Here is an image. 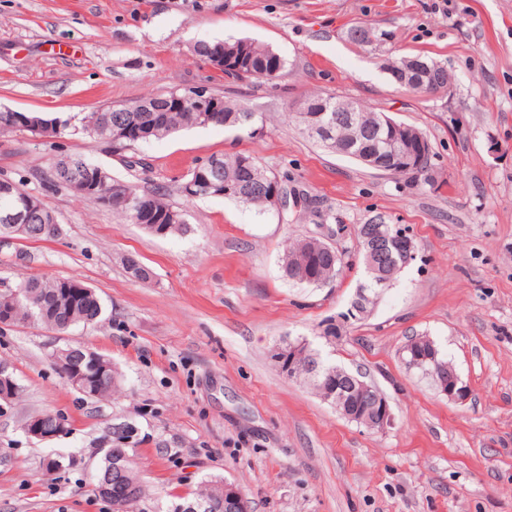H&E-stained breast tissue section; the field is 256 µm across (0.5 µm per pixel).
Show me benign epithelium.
<instances>
[{
	"mask_svg": "<svg viewBox=\"0 0 512 512\" xmlns=\"http://www.w3.org/2000/svg\"><path fill=\"white\" fill-rule=\"evenodd\" d=\"M187 105L194 106L202 112H214L218 109L216 98L204 89L177 98V106L172 108V111L175 112ZM301 111L303 127L320 131L325 143L330 147L334 146L333 130L336 117L327 118L325 113L309 104L301 107ZM0 127H20L38 134L61 131L59 125L54 127L38 118L23 119L14 113L9 114V119L0 123ZM377 131L386 134L387 150L366 152L360 162L378 171L391 168L409 170L420 164L429 151L430 144L419 130L398 123L385 114L381 117ZM105 132V140L110 143L129 146L137 143L143 135L139 124L122 118L113 119L105 126ZM71 189L93 197L98 204L108 208L121 205L131 213L136 223L154 234H164L153 218L147 198L130 191L121 193L116 189H105L104 174L100 168L88 171L77 178L71 184ZM268 189L270 201L278 211L292 203L296 205L302 200L300 193L285 190L277 179L270 181ZM35 219L41 223V235L51 237L56 234L58 220L55 214L44 205L40 197L33 195L26 197L23 209L9 212L0 218V222L7 228L6 232H0V241L24 238L29 224ZM357 239L367 270L376 275V281L381 286L390 285L385 273L388 260L395 254L411 257L415 251V245L410 238L386 224H379L369 231L357 232ZM382 292L381 287L371 292L366 288L357 289L345 313V319H358L367 315V308L375 306ZM308 349L306 343L298 342L288 344V349L280 352L278 360L281 368L288 372V376H294L296 368L304 366L318 385L319 397L333 406L344 418L377 432L391 425L393 417L389 402L378 388L366 381L361 374L343 367L336 368L334 372L327 370L319 355L308 352ZM85 350L86 347L81 345L69 346L60 348L52 354L67 383L83 394L87 392L86 379L80 370L68 366V362L70 357ZM402 353L409 355L414 365L421 367L427 361L433 365L431 373L434 382L439 392L447 396L448 400L463 403L469 398L470 389L456 369L451 365L437 362L438 349L429 337L416 336L410 339L402 348ZM16 394L17 388L11 374L7 369L0 368V402H9ZM24 428L29 436L40 441H48L58 437L65 430V423L60 416L47 412L29 419ZM130 461L131 456L125 448L107 450L105 465L96 475L104 495L109 496L112 493V474L125 475L129 471ZM224 510L251 512L250 502L243 490L228 482L224 483Z\"/></svg>",
	"mask_w": 512,
	"mask_h": 512,
	"instance_id": "1",
	"label": "benign epithelium"
}]
</instances>
